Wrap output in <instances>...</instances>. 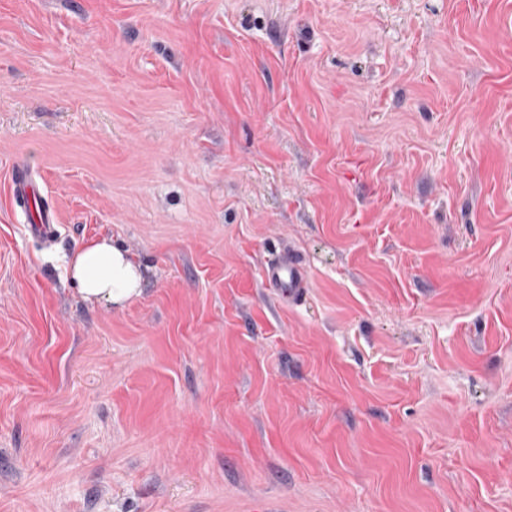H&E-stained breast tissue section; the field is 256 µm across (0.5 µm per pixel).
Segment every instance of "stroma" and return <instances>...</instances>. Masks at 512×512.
I'll use <instances>...</instances> for the list:
<instances>
[{
  "label": "stroma",
  "mask_w": 512,
  "mask_h": 512,
  "mask_svg": "<svg viewBox=\"0 0 512 512\" xmlns=\"http://www.w3.org/2000/svg\"><path fill=\"white\" fill-rule=\"evenodd\" d=\"M0 512H512V0H0ZM12 189L17 200L25 206L23 209L25 222L44 242H52L57 234L56 216L50 207L39 206L34 214L32 202L42 198L43 187L35 179L32 171L23 159H18L12 167ZM68 278L91 304L123 305L140 294V268L107 236L76 250L66 260ZM264 279L284 299L298 298L308 287L302 265L292 255H281L276 261L267 264Z\"/></svg>",
  "instance_id": "35a3bbf8"
}]
</instances>
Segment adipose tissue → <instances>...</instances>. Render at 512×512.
I'll use <instances>...</instances> for the list:
<instances>
[{
    "label": "adipose tissue",
    "instance_id": "adipose-tissue-1",
    "mask_svg": "<svg viewBox=\"0 0 512 512\" xmlns=\"http://www.w3.org/2000/svg\"><path fill=\"white\" fill-rule=\"evenodd\" d=\"M66 273L83 300L91 304L122 305L140 293L139 266L107 236L83 245L70 255Z\"/></svg>",
    "mask_w": 512,
    "mask_h": 512
}]
</instances>
